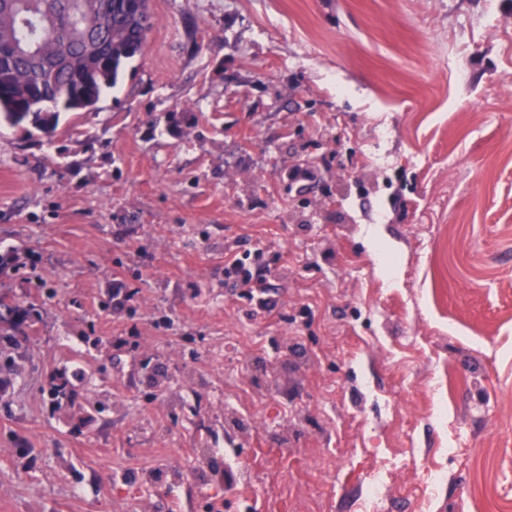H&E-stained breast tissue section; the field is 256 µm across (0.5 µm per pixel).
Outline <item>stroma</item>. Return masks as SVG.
Listing matches in <instances>:
<instances>
[{"instance_id":"35a3bbf8","label":"stroma","mask_w":512,"mask_h":512,"mask_svg":"<svg viewBox=\"0 0 512 512\" xmlns=\"http://www.w3.org/2000/svg\"><path fill=\"white\" fill-rule=\"evenodd\" d=\"M151 9L94 111L0 126V292L45 308L0 512H363L380 461L376 512H512V0ZM251 259L250 254H243L242 257H234L225 262L224 265V284L231 283L236 288H253L251 282L254 274L248 260ZM45 400L55 411L66 410L75 406L73 384L65 372L52 374L46 390Z\"/></svg>"}]
</instances>
